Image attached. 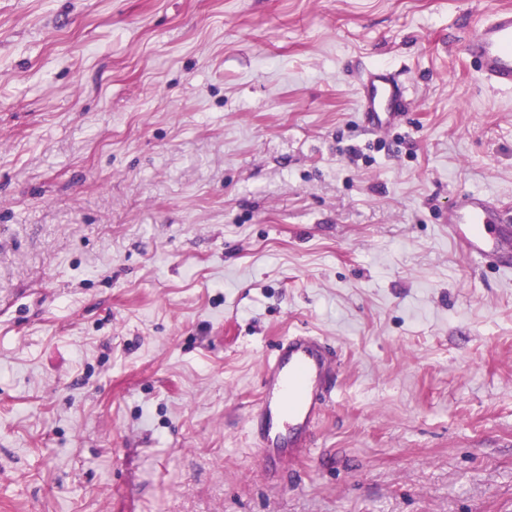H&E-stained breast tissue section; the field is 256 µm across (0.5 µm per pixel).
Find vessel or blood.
<instances>
[{"label": "vessel or blood", "mask_w": 512, "mask_h": 512, "mask_svg": "<svg viewBox=\"0 0 512 512\" xmlns=\"http://www.w3.org/2000/svg\"><path fill=\"white\" fill-rule=\"evenodd\" d=\"M477 72L500 89H512V9L476 19L464 43ZM408 105L406 90L387 68L369 71L358 87V110L376 131L391 128ZM448 236L467 256L499 271L512 267V213L485 194H460L448 211ZM336 358L314 336L283 338L267 359L261 396L252 418L257 454L269 467L288 466L302 456L321 420Z\"/></svg>", "instance_id": "vessel-or-blood-1"}]
</instances>
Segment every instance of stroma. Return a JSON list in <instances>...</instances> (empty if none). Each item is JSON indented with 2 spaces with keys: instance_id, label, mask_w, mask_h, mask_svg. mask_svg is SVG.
<instances>
[{
  "instance_id": "35a3bbf8",
  "label": "stroma",
  "mask_w": 512,
  "mask_h": 512,
  "mask_svg": "<svg viewBox=\"0 0 512 512\" xmlns=\"http://www.w3.org/2000/svg\"><path fill=\"white\" fill-rule=\"evenodd\" d=\"M512 0H0V512H512ZM384 66L411 107L357 110ZM338 356L306 457L257 462L265 361ZM464 51L490 84L512 89V9H497L477 18ZM511 213L485 194H460L448 209V237L467 256L506 272L512 259Z\"/></svg>"
}]
</instances>
